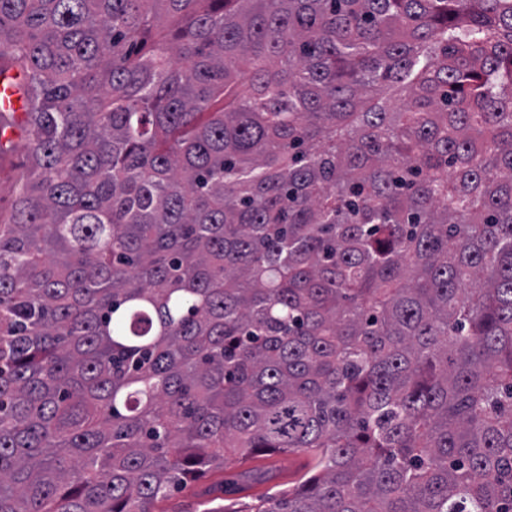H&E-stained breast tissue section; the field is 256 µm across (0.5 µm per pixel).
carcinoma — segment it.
<instances>
[{"mask_svg":"<svg viewBox=\"0 0 512 512\" xmlns=\"http://www.w3.org/2000/svg\"><path fill=\"white\" fill-rule=\"evenodd\" d=\"M0 512H512V0H0ZM13 139L14 148L0 154V215L5 219L10 216L28 167V141L24 136ZM256 467L266 470L268 478L258 484H245L240 473L244 470L238 467V462L232 461L224 469L210 470L195 480L173 489L168 495L159 499L154 506L155 512H195L203 507L201 504L213 500L224 499V481L230 488H241L229 497L240 498V503H251L258 496L275 497L280 492L297 481L305 472L307 458L303 453H271L268 456L257 457Z\"/></svg>","mask_w":512,"mask_h":512,"instance_id":"obj_1","label":"carcinoma"}]
</instances>
